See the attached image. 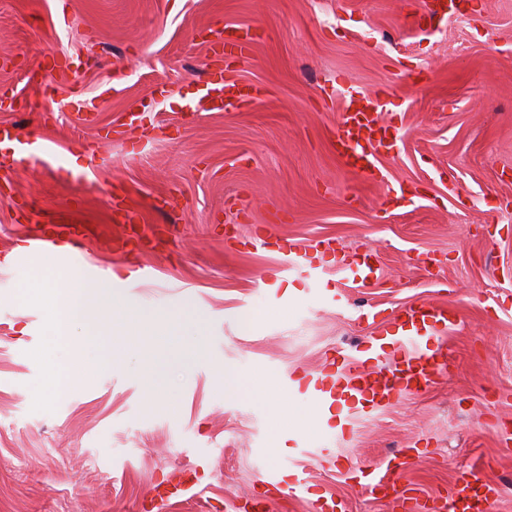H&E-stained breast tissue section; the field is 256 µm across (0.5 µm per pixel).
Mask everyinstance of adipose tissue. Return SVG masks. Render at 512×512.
I'll return each mask as SVG.
<instances>
[{
    "instance_id": "obj_1",
    "label": "adipose tissue",
    "mask_w": 512,
    "mask_h": 512,
    "mask_svg": "<svg viewBox=\"0 0 512 512\" xmlns=\"http://www.w3.org/2000/svg\"><path fill=\"white\" fill-rule=\"evenodd\" d=\"M28 287L54 317L57 335H70L74 323H85L82 344L92 347L100 337H108L116 360L135 349L150 354L156 347L172 344L181 324L176 313L161 321L147 319L114 295L106 281H89L74 271L48 281H29Z\"/></svg>"
}]
</instances>
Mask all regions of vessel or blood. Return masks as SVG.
Instances as JSON below:
<instances>
[{
	"instance_id": "1",
	"label": "vessel or blood",
	"mask_w": 512,
	"mask_h": 512,
	"mask_svg": "<svg viewBox=\"0 0 512 512\" xmlns=\"http://www.w3.org/2000/svg\"><path fill=\"white\" fill-rule=\"evenodd\" d=\"M210 42L229 57H239L250 52L246 36H225L223 31L211 32ZM254 102V95H243L236 85L213 83L206 91L191 101L190 111L221 112L239 101ZM347 108L342 114L336 151L347 169L354 173L368 174L373 182L384 183L385 176L378 163V151L393 140L392 127L381 117V98L377 95L352 93L346 99ZM90 232L84 224L69 217H60L53 224L51 233L27 239L25 251L31 258L41 257L58 242H67L63 252L64 266L86 278H93V270L84 263L79 249L81 240ZM338 273L352 278L357 285L366 287L377 278L379 270L373 264L347 263L337 265ZM397 328L380 329L372 337L369 347L352 353L340 352V376L360 396L361 408L379 409L402 394H417L429 389L435 380L446 372V364L418 348L416 336L446 332L451 325L448 309L427 302L414 303L401 308ZM394 348L398 355L391 365H384L387 348ZM408 455L397 451L379 467L361 470L360 478L366 485L382 492L402 493L401 475L407 465ZM499 495L498 486L469 473L456 479L448 488L450 512H483L485 505Z\"/></svg>"
}]
</instances>
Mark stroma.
<instances>
[{"label":"stroma","mask_w":512,"mask_h":512,"mask_svg":"<svg viewBox=\"0 0 512 512\" xmlns=\"http://www.w3.org/2000/svg\"><path fill=\"white\" fill-rule=\"evenodd\" d=\"M424 11L425 0H0L12 58L0 87L14 91L0 123L66 159L0 167V512H145L157 486L199 462V483L165 512H311L323 494L343 512H402L352 479L401 448L404 482L435 507L472 471L501 490L489 512H512V0H467L428 25ZM226 26L250 27L249 58L214 55L206 35ZM62 53L71 69L45 78ZM218 79L263 99L185 111ZM349 85L385 97L398 140L379 160L400 209L331 148ZM77 95L104 97L93 122L58 111ZM70 207L103 275L154 268L118 294L149 316L181 310L179 346L116 361L108 340L52 336L22 293L25 276L60 267L15 259ZM290 245L321 282L278 277ZM365 255L379 279L344 283L337 260ZM421 301L454 319L428 341L449 374L343 431L322 425L306 375ZM84 360L100 371L55 394ZM224 369L234 394L216 383ZM152 394L166 410H151ZM291 466L308 493L260 483Z\"/></svg>","instance_id":"stroma-1"}]
</instances>
